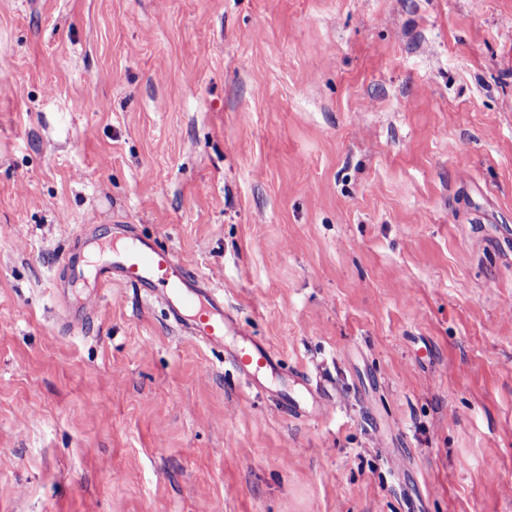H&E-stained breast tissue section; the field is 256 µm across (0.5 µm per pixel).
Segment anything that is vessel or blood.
Returning <instances> with one entry per match:
<instances>
[{
	"instance_id": "1",
	"label": "vessel or blood",
	"mask_w": 512,
	"mask_h": 512,
	"mask_svg": "<svg viewBox=\"0 0 512 512\" xmlns=\"http://www.w3.org/2000/svg\"><path fill=\"white\" fill-rule=\"evenodd\" d=\"M64 265L73 280L92 282L83 309L93 307L103 288L120 281L151 296L206 346H223L225 336H232L236 344L228 359L239 373L256 379L275 369L270 349L225 313L223 292L190 272L168 249L135 237L94 246L89 255L74 248Z\"/></svg>"
}]
</instances>
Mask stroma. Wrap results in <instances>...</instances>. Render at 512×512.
Returning a JSON list of instances; mask_svg holds the SVG:
<instances>
[{
    "label": "stroma",
    "instance_id": "1",
    "mask_svg": "<svg viewBox=\"0 0 512 512\" xmlns=\"http://www.w3.org/2000/svg\"><path fill=\"white\" fill-rule=\"evenodd\" d=\"M511 20L0 0V512H512ZM121 226L278 371L121 282L70 328L64 255Z\"/></svg>",
    "mask_w": 512,
    "mask_h": 512
}]
</instances>
